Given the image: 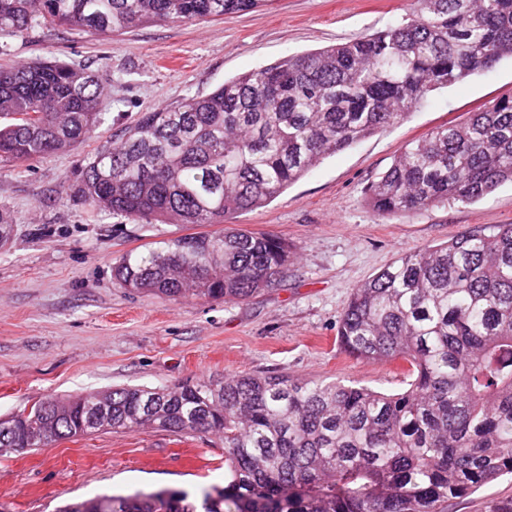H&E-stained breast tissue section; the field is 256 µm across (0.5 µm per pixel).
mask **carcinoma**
<instances>
[{"label": "carcinoma", "instance_id": "1", "mask_svg": "<svg viewBox=\"0 0 512 512\" xmlns=\"http://www.w3.org/2000/svg\"><path fill=\"white\" fill-rule=\"evenodd\" d=\"M265 0H0V37L46 23L110 35L210 22ZM512 57V0H412L403 22L282 58L145 112L81 164L80 198L133 222L222 224L326 157L404 120L431 92ZM96 74L55 61L0 67V162L65 151L101 122ZM512 182V97L405 147L365 189L383 215L473 202ZM0 209V246L13 235ZM285 240L244 229L131 252L113 277L169 300H246L288 265ZM339 345L408 364L386 393L280 374L50 397L0 418V452L100 431L224 440V486L102 495L58 512H447L512 474V224L402 255L353 290Z\"/></svg>", "mask_w": 512, "mask_h": 512}]
</instances>
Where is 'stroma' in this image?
Segmentation results:
<instances>
[{
	"label": "stroma",
	"instance_id": "obj_1",
	"mask_svg": "<svg viewBox=\"0 0 512 512\" xmlns=\"http://www.w3.org/2000/svg\"><path fill=\"white\" fill-rule=\"evenodd\" d=\"M409 8L410 0H272L211 23L148 24L109 37L46 25L8 38V60L59 59L110 85L88 139L30 164L0 163V208L15 224L11 245L0 249V417L51 396L235 373L405 389L402 362H369L338 347L353 288L405 252L512 224V184L473 203L394 215L372 211L364 189L412 141L512 96L511 57L432 92L400 123L327 157L268 205L228 219L227 227L292 247L279 285L244 301H168L124 288L112 276L123 255L196 228L93 213L75 186L82 160L142 113L284 56L386 29ZM223 483L224 447L214 436L108 430L0 454V503L9 512L161 488L197 498ZM506 497L511 475L449 500L448 512H487Z\"/></svg>",
	"mask_w": 512,
	"mask_h": 512
}]
</instances>
